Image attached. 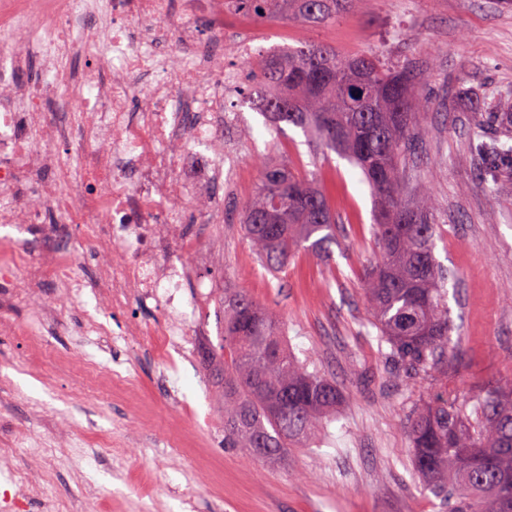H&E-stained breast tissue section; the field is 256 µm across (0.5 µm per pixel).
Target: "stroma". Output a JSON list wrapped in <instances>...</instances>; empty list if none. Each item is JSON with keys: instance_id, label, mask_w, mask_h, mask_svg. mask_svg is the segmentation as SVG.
Returning <instances> with one entry per match:
<instances>
[{"instance_id": "35a3bbf8", "label": "stroma", "mask_w": 512, "mask_h": 512, "mask_svg": "<svg viewBox=\"0 0 512 512\" xmlns=\"http://www.w3.org/2000/svg\"><path fill=\"white\" fill-rule=\"evenodd\" d=\"M242 33L261 40L266 54L306 41L413 66L429 107L417 118L410 185L429 187L435 255L457 277L448 306L460 333L459 384L512 380V176L487 182L494 167L477 153L470 109L482 96H512V8L502 0H358L326 27L248 18ZM239 70L249 87L233 104L242 176L222 186L225 210L254 195L259 161L273 150L315 173L344 235L330 259L299 252L275 279L237 220L206 224L193 209L186 229L212 253L200 277L276 312L296 356L343 389L336 419L319 447L273 460L225 447L218 393L197 354L221 345L224 313L216 305L195 314L191 352L177 354L172 369L153 356L150 336L114 342L53 334L58 355L88 351L100 364L129 367L127 384L89 392L18 337L0 335V377L11 382L0 439L15 430L57 436L42 459L23 448L10 456L42 489L25 512H48L47 495L68 499L69 512H448L421 486L403 427L411 401L432 385L393 377L368 324L362 275L373 258L370 189L358 168L313 150L301 129L288 125L271 138L253 102L252 62ZM102 435L124 438V456L99 447Z\"/></svg>"}]
</instances>
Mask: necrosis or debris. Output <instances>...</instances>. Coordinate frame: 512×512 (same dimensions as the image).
<instances>
[{"mask_svg": "<svg viewBox=\"0 0 512 512\" xmlns=\"http://www.w3.org/2000/svg\"><path fill=\"white\" fill-rule=\"evenodd\" d=\"M224 0H0V332L45 341L46 312L64 319L94 300L86 335L109 336L110 314L164 313L156 353L170 361L188 334L182 288L210 255L185 231L186 203L222 220L215 185L239 176L219 137L236 122L240 92L225 52ZM169 51L154 55L149 43ZM47 81L22 82L30 54ZM81 55L79 70L64 61ZM38 242L29 256L26 246ZM57 288L47 306L39 291ZM28 311L14 324L13 307Z\"/></svg>", "mask_w": 512, "mask_h": 512, "instance_id": "4bbe7bcc", "label": "necrosis or debris"}]
</instances>
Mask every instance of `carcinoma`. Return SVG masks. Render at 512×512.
Returning <instances> with one entry per match:
<instances>
[{"instance_id":"obj_1","label":"carcinoma","mask_w":512,"mask_h":512,"mask_svg":"<svg viewBox=\"0 0 512 512\" xmlns=\"http://www.w3.org/2000/svg\"><path fill=\"white\" fill-rule=\"evenodd\" d=\"M357 0H224L260 20L296 19L319 27ZM257 80L270 89L259 106L274 129H303L321 149L357 166L374 200L375 262L364 273L369 324L396 377L430 378L436 390L404 417L414 467L450 512H512V382L458 400L456 327L449 314L448 270L435 256L437 224L429 192L406 199L414 167L416 116L427 104L408 65L372 55L340 56L302 42L265 56ZM489 159L512 157V123L481 140ZM241 222L257 258L275 277L295 255L330 253L340 225L314 176L278 159L262 162ZM224 355L210 374L224 403V445L271 459L306 448L343 399L335 381L309 370L288 348L279 318L248 294L224 291Z\"/></svg>"}]
</instances>
